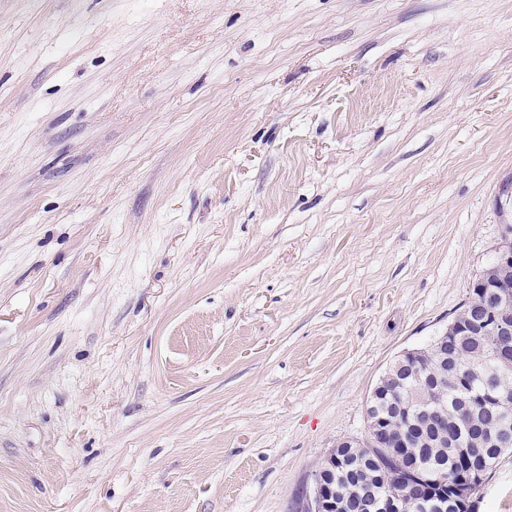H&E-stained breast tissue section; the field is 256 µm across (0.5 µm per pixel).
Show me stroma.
Wrapping results in <instances>:
<instances>
[{"mask_svg":"<svg viewBox=\"0 0 512 512\" xmlns=\"http://www.w3.org/2000/svg\"><path fill=\"white\" fill-rule=\"evenodd\" d=\"M505 224L512 0H0V512H301Z\"/></svg>","mask_w":512,"mask_h":512,"instance_id":"obj_1","label":"stroma"}]
</instances>
